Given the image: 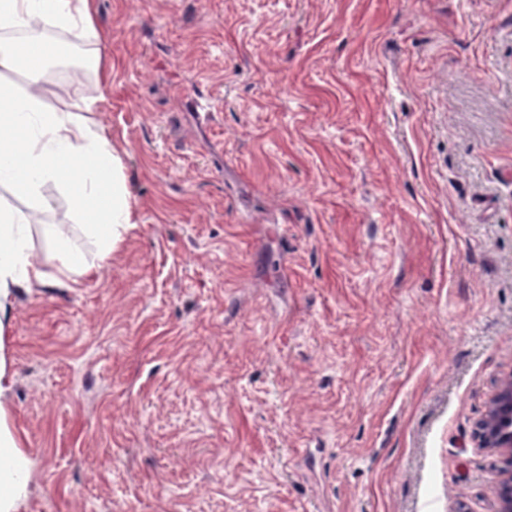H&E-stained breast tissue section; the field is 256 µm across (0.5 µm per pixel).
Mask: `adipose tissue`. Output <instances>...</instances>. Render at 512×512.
<instances>
[{
	"mask_svg": "<svg viewBox=\"0 0 512 512\" xmlns=\"http://www.w3.org/2000/svg\"><path fill=\"white\" fill-rule=\"evenodd\" d=\"M49 27L92 44L89 67L100 94H108L111 83L97 47L94 0H0V69L21 66L17 34L38 46ZM44 92L40 72L28 73L20 87L0 84V126L21 135L17 145L0 146V187L28 201L23 210L0 203V315L11 307L15 290L38 288L50 279L75 284L89 276L97 264L111 259L137 222L121 152L91 118V104L73 99L63 82L57 86L63 106L49 112ZM51 184L64 192L74 218L83 221L84 233L96 246L94 261L77 253L61 225L43 223L50 208L44 190ZM36 232L55 262L54 275H47L32 258ZM30 468L0 403V512H20L28 496Z\"/></svg>",
	"mask_w": 512,
	"mask_h": 512,
	"instance_id": "ef3b65f1",
	"label": "adipose tissue"
}]
</instances>
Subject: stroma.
I'll return each instance as SVG.
<instances>
[{"mask_svg":"<svg viewBox=\"0 0 512 512\" xmlns=\"http://www.w3.org/2000/svg\"><path fill=\"white\" fill-rule=\"evenodd\" d=\"M96 7L106 101L42 71L125 148L138 223L0 323L23 512H502L512 0ZM479 444L482 448H502L508 452L510 483L502 489L506 512L512 511V378L495 395L488 417L480 424ZM511 461V464H510Z\"/></svg>","mask_w":512,"mask_h":512,"instance_id":"35a3bbf8","label":"stroma"}]
</instances>
